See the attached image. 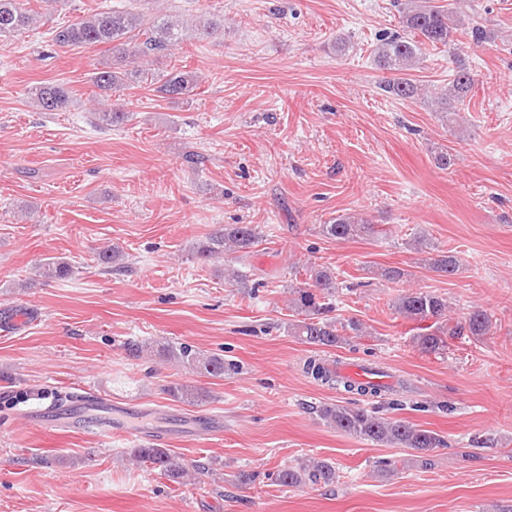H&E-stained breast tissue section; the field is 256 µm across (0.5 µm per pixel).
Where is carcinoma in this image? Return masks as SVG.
Here are the masks:
<instances>
[{
	"mask_svg": "<svg viewBox=\"0 0 512 512\" xmlns=\"http://www.w3.org/2000/svg\"><path fill=\"white\" fill-rule=\"evenodd\" d=\"M40 9L30 6L29 0H0V45L10 37L33 30L43 24L55 11L61 0H38ZM403 25L407 36L391 35L381 39L376 48L379 66L386 70L402 72L415 68L422 56V46H446L459 26L456 11L444 5L405 6ZM198 37H213L224 34V21L198 20L188 25L181 19L149 20L139 12L120 10L108 4L87 16H81L71 23L52 29V40L60 46H105L110 56L97 62L91 76L93 86L100 95L107 98L119 93L131 84L145 78V70L139 64L150 57H158L170 51L188 33ZM154 91L162 98L187 99L197 95L199 76L192 71L174 69L162 76H151ZM473 83V76L466 69L458 70L448 86V93L438 97L437 103L443 113H448V102H461L467 96ZM380 88L400 99L419 95L421 88L407 77L384 80ZM28 102L41 112H63L71 102V91L64 83L40 82L29 87ZM97 123L105 128L122 125L128 113L120 108H104L95 113ZM377 233L376 226L352 214H342L322 225V234L336 240L356 237H370ZM259 242V233L254 224H220L192 248V257L200 264H211L226 255L244 258ZM415 243L426 249L437 251L425 259L426 264L441 276H451L459 269L457 256L436 250L417 239ZM123 252L117 246H107L97 254V262L105 269H112L123 260ZM305 280L290 287V308L299 319L289 323L288 329L302 343L315 347L317 353L308 356L303 372L314 380L331 387L341 385L348 393L378 398L385 392V386L372 382H359L343 378L336 372L335 361L320 355L325 349L335 348L345 341L348 333L359 336L361 323L348 319L339 322L329 316L332 312L329 300L336 294V276L330 269L310 264L305 267ZM73 266L62 257H49L37 266V277L42 282L60 281L71 276ZM395 311L405 318L424 322L429 319L447 317L448 301L430 291H409L394 302ZM491 326L489 316L474 310L448 329L420 326L414 335L421 349L434 352L444 346L443 336H483ZM129 351L138 356L145 351L156 353L163 359L185 370L211 378H224L232 371V364L217 353H207L184 343L158 342L154 345L132 343ZM174 399L188 405H200L207 393L191 383H176L167 388ZM318 415L327 425L333 426L361 440L401 448H411L421 453L440 448L444 439L437 433L406 423L398 419L383 417L373 409H366L355 403L323 404ZM133 460L148 463L169 477L182 479L190 471L203 472L198 464L184 463L172 457L166 449L154 446L133 450ZM336 479V469L327 460L307 458L294 465L283 467L278 474L282 486L301 487L317 483H331Z\"/></svg>",
	"mask_w": 512,
	"mask_h": 512,
	"instance_id": "obj_1",
	"label": "carcinoma"
}]
</instances>
